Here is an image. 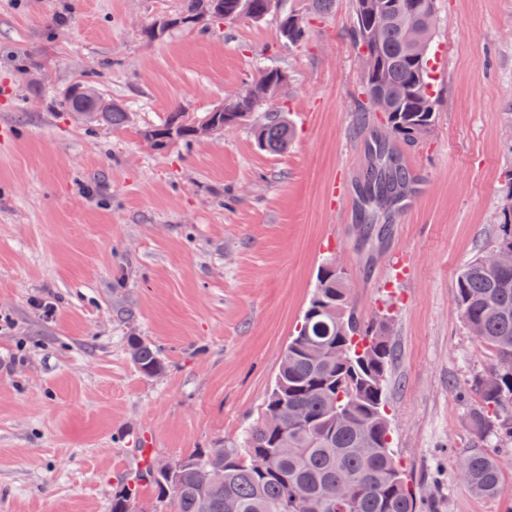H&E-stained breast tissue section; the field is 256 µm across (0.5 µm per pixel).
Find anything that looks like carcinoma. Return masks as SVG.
<instances>
[{
    "label": "carcinoma",
    "instance_id": "obj_1",
    "mask_svg": "<svg viewBox=\"0 0 512 512\" xmlns=\"http://www.w3.org/2000/svg\"><path fill=\"white\" fill-rule=\"evenodd\" d=\"M261 21L271 15L270 0H182L178 19L236 21L241 11ZM388 13L376 27L375 13ZM350 37L355 48L375 30L369 50L379 62L364 74L357 129L365 135L366 166L355 183L357 208L364 216L363 239L374 225L395 211L411 191L412 180L401 148L417 145L435 122L432 66L436 0H354ZM300 13L282 10L278 37L290 46L303 44L306 25ZM421 47L411 44V35ZM284 73L274 65L240 94L224 99V111L202 119L232 127L256 114L253 135L269 153L288 150L294 128L285 112L269 105L271 87ZM64 106L91 123L114 128L129 120L127 110L101 97L90 84ZM385 114L391 135L370 128L374 113ZM153 146L195 140L192 122L170 112L163 123L143 132ZM500 208L491 248L512 253V193ZM480 253L467 263L456 282L455 301L466 328L495 357L488 373L472 387L479 406L470 423L489 442H512V265L492 267ZM392 318L381 313L366 322L351 305L347 278L331 260L318 271L300 325L281 360L275 384L256 421L241 441L207 448L170 462L146 465L112 494V512H134L137 487L149 486L172 512H421L420 497L409 486L391 448L387 382L395 350L389 336ZM131 361L153 375L164 369L157 349L137 336L128 337ZM456 475L476 495L502 492L499 458L475 448L458 458Z\"/></svg>",
    "mask_w": 512,
    "mask_h": 512
}]
</instances>
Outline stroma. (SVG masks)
Segmentation results:
<instances>
[{"label":"stroma","instance_id":"1","mask_svg":"<svg viewBox=\"0 0 512 512\" xmlns=\"http://www.w3.org/2000/svg\"><path fill=\"white\" fill-rule=\"evenodd\" d=\"M180 3L0 0V512H111L132 448L164 462L237 442L326 258L360 316L393 314L392 448L418 494L434 512H504L512 444L495 450L500 496L455 476L480 445L478 396L459 390L492 354L454 295L512 184V0H437L435 126L406 152L428 190L371 250L331 192L364 163L353 0L309 15L307 41L275 52L274 16L147 41ZM267 65L288 73L274 101L296 127L286 152L260 149L248 121L201 142L144 140L168 112L199 117ZM78 81L129 123L64 109ZM131 336L155 345L163 372H139Z\"/></svg>","mask_w":512,"mask_h":512}]
</instances>
